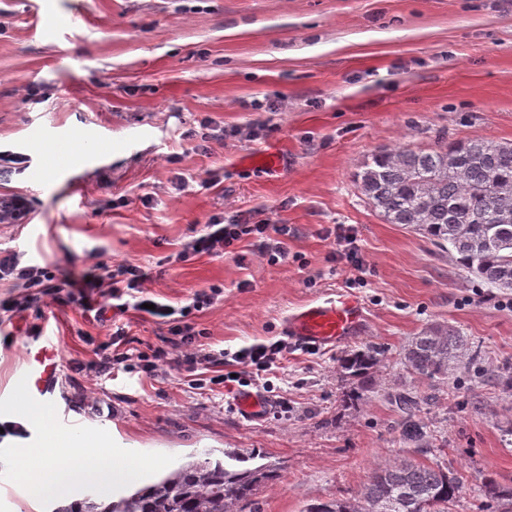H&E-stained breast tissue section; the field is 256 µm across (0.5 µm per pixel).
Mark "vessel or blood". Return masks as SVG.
Segmentation results:
<instances>
[{"label": "vessel or blood", "mask_w": 512, "mask_h": 512, "mask_svg": "<svg viewBox=\"0 0 512 512\" xmlns=\"http://www.w3.org/2000/svg\"><path fill=\"white\" fill-rule=\"evenodd\" d=\"M366 313L359 299L340 294L320 302H313L288 315L283 324L285 336L304 346L335 347L352 340L364 329ZM55 348L43 342L29 359L27 387L33 398L42 399L55 393ZM240 415L257 419L267 408V401L253 392H245L234 400Z\"/></svg>", "instance_id": "vessel-or-blood-1"}]
</instances>
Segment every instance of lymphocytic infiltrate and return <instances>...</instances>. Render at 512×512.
Returning a JSON list of instances; mask_svg holds the SVG:
<instances>
[{"label": "lymphocytic infiltrate", "mask_w": 512, "mask_h": 512, "mask_svg": "<svg viewBox=\"0 0 512 512\" xmlns=\"http://www.w3.org/2000/svg\"><path fill=\"white\" fill-rule=\"evenodd\" d=\"M285 229L275 224H252L234 219L224 221L222 216L210 218L204 229L195 232L184 242L179 259L197 255H221L234 252L237 243L251 241L256 252L277 262L288 258V247L283 238ZM12 278L17 287L26 292L50 296L60 301L65 289L76 290L85 308L96 311L99 321H106L108 313H116L109 335L111 354L100 357L92 365L96 378H108L117 370L154 376L158 370L169 368L183 373L191 388L206 390L220 384L238 383L246 387L252 375H272L280 369L288 354L289 343L281 338L272 342L254 343L231 351L202 343L201 330L191 322L192 312L209 308L224 298V288L212 285L197 291L189 305L174 308L147 290L152 276L135 262L126 260L117 264L97 263L89 279L73 276L56 277L46 268L30 263L24 253L13 252L0 257V278ZM24 296L0 302V311L18 313L24 310ZM135 311L165 324L167 336L150 351L136 347L128 323L122 314Z\"/></svg>", "instance_id": "obj_1"}]
</instances>
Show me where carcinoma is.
Instances as JSON below:
<instances>
[{"label": "carcinoma", "instance_id": "cac0c4a2", "mask_svg": "<svg viewBox=\"0 0 512 512\" xmlns=\"http://www.w3.org/2000/svg\"><path fill=\"white\" fill-rule=\"evenodd\" d=\"M354 183L388 223L422 234L487 286L512 288V223L496 222L503 211L512 215V142L469 139L429 151L381 149L354 174ZM467 351L477 358L460 330L436 326L411 339L404 363L418 375L444 380ZM378 363L377 352L364 347L348 351L339 367L349 377L365 378ZM396 401L408 411L404 438L425 443L426 426L411 414L413 397L400 393ZM259 457L251 450L189 461L116 500L86 494L52 512H232L274 477L268 463L248 466ZM458 492L448 466L403 461L376 468L359 498L320 502L308 512H450ZM483 495L494 512H512V486L490 480Z\"/></svg>", "mask_w": 512, "mask_h": 512}]
</instances>
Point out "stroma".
<instances>
[{"instance_id": "obj_1", "label": "stroma", "mask_w": 512, "mask_h": 512, "mask_svg": "<svg viewBox=\"0 0 512 512\" xmlns=\"http://www.w3.org/2000/svg\"><path fill=\"white\" fill-rule=\"evenodd\" d=\"M40 0H0V150L29 157L0 194L33 203L30 223L0 225V256L75 277L96 262L147 269L173 256L151 292L180 306L210 285L224 301L196 317L207 343L238 349L277 339L301 306L338 293L368 313L348 344L296 350L272 380L271 411L247 421L223 392L199 395L176 373L97 380L108 324L74 303L37 295L22 316L0 315V399L27 368L44 328L57 352V389L77 426L102 428L122 448L175 456L261 451L278 468L236 512H306L358 495L372 471L400 460H445L461 487L452 512H478L485 477L512 484V290L488 288L415 230L369 206L354 175L382 149H434L461 139L512 141V0H47L68 39L46 34ZM275 111H261L266 102ZM226 130L194 152L185 132L204 118ZM265 123L267 138L249 130ZM44 141L87 134L111 153H83L53 170ZM277 150L272 169L246 156ZM185 179L175 190V176ZM288 227V261L241 243L237 253L176 255L210 217ZM352 226L362 276L320 231ZM452 325L481 351L444 380L407 369L403 349L424 329ZM383 352L370 381L338 360ZM85 371L70 369V362ZM400 393L424 406L429 449L407 442ZM287 407H280V398Z\"/></svg>"}]
</instances>
